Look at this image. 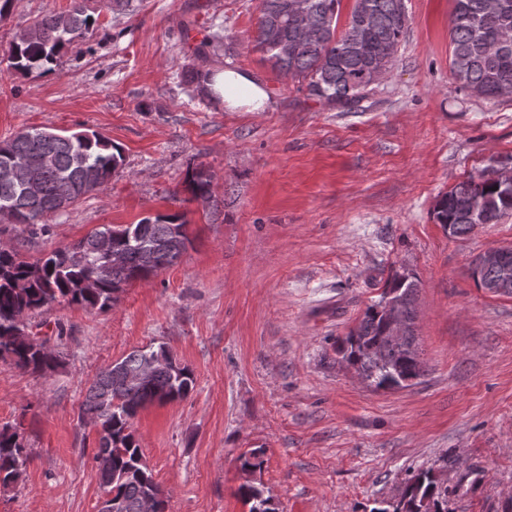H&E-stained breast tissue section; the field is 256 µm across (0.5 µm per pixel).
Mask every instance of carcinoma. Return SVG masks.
Listing matches in <instances>:
<instances>
[{
	"label": "carcinoma",
	"instance_id": "cac0c4a2",
	"mask_svg": "<svg viewBox=\"0 0 512 512\" xmlns=\"http://www.w3.org/2000/svg\"><path fill=\"white\" fill-rule=\"evenodd\" d=\"M292 0H260L256 47L280 75L307 81L309 95L350 112L372 91L371 72L386 74L394 65L404 38L407 16L404 0H354L343 31H338L342 0H298L315 39L293 29L288 7ZM90 15L81 0L71 9L50 11L16 33L7 49L9 66L29 73L55 61L66 47L85 38ZM450 69L459 87L486 99L512 94V0H455L450 21ZM223 38L205 35L192 48L196 64L187 81L208 94L213 73L209 65L219 55ZM49 154L52 165L36 170L39 183L31 192L23 185L0 179V213L30 234L43 230L45 219L74 206L105 186L122 166L121 150L98 132L52 134L38 128L22 130L0 141V169L33 163ZM192 199L208 202L211 176L202 168L186 179ZM512 213V183L489 171L469 176L438 196L433 217L438 224L458 226L457 237L471 234L477 224H496ZM186 222L178 215L146 217L130 227L103 224L74 244L55 249L35 262L19 251L0 248V358L24 371L55 369L59 356L37 349L26 333L31 315L55 304L107 309L132 282L166 269L186 250ZM417 278L396 273L385 290L397 291L396 311L409 319L415 312ZM368 306L341 340L338 352L376 389L410 385L424 373L415 333L402 344H391L384 330L391 315ZM167 352L164 345L146 346L102 368L93 378L81 404V414L99 427L94 459L104 494L119 502L118 512H140L147 494L156 498L157 512L166 500L134 434L139 411L189 396L195 387L192 370L158 364L142 378L134 377L148 357ZM28 462L23 436L14 427L0 429V489L22 478ZM249 512H276L263 485L250 479L239 486ZM394 512H448V487L431 470H421L406 483Z\"/></svg>",
	"mask_w": 512,
	"mask_h": 512
}]
</instances>
